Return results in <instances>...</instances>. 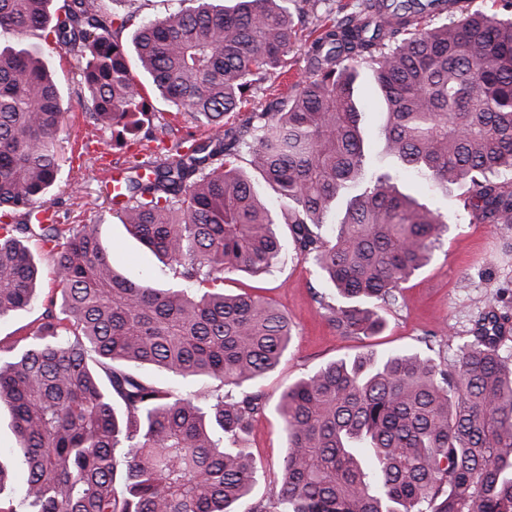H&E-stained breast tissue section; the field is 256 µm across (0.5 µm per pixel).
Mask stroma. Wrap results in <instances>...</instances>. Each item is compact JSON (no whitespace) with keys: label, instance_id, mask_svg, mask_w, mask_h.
<instances>
[{"label":"stroma","instance_id":"stroma-1","mask_svg":"<svg viewBox=\"0 0 512 512\" xmlns=\"http://www.w3.org/2000/svg\"><path fill=\"white\" fill-rule=\"evenodd\" d=\"M356 0H322L318 14L297 29V41L288 56L292 80L306 77L305 51L318 35L322 24L331 23L351 12ZM115 19L132 17V25L118 30L119 41H129L136 26L171 11L176 0H102ZM43 49L54 65L55 79L63 97L64 120L58 134L61 168L56 185L45 205L61 224L93 227L112 255L114 266L127 278L160 288L174 287L181 278L174 267L165 264L132 237L112 210L105 180L113 167H127L132 161L148 160L155 153L175 154L181 142L218 136V128L196 123L186 112H176L160 99H153L155 116L138 136L123 147L112 145V133L95 134L108 152L83 150L91 135L86 113L90 101L84 92L83 63L74 54L47 41ZM356 94L361 105L360 127L364 149L371 166L393 171L396 160L386 150L383 133V105L369 69H362ZM82 150L80 161H71L74 150ZM406 192L419 198H432L435 207L451 217L449 232L430 263L405 285L397 305L383 309L385 328L369 338L339 335L327 321L324 303L333 297L315 268L287 251L272 272L252 275L237 272L226 275L223 288L228 294L258 295L279 308L294 325L293 341L279 364L258 384L268 401L249 435L248 446L260 479L249 497L238 506L239 512H252L254 506L270 496L276 486L279 464L286 451V438L275 406L285 388L323 365L369 351L382 353L412 349L443 356L447 363L456 360V345L470 331L474 320L489 308L512 313V226L470 223L463 209L462 188L448 196L430 197L428 187L407 177ZM28 245L40 263L41 281L30 306L0 318V357L20 355L28 341L26 334L37 323L53 294V264L41 242L29 239Z\"/></svg>","mask_w":512,"mask_h":512}]
</instances>
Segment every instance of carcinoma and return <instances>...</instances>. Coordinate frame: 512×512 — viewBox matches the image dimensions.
<instances>
[{
	"mask_svg": "<svg viewBox=\"0 0 512 512\" xmlns=\"http://www.w3.org/2000/svg\"><path fill=\"white\" fill-rule=\"evenodd\" d=\"M51 2L0 0V33L52 38L84 61L95 129L134 135L153 112L132 52L168 105L224 133L126 168L121 223L188 286L128 280L93 228L28 223L57 181L62 97L38 45L0 46V317L34 296L25 238L47 247L61 298L28 348L0 359L24 475V510L0 499V512H237L257 482L246 438L266 403L255 386L292 326L262 297L192 285L269 271L285 224L336 295L328 320L370 336L448 231L399 174L444 195L464 186L471 222L511 225L512 0H498L499 16L454 17L443 0H358L309 45L304 80L228 128L319 0H178L128 46L100 0H63L55 16ZM365 66L394 174L366 160L354 99ZM471 333L451 369L417 351L371 352L288 386L275 408L287 441L278 487L252 512H512V316L492 308ZM143 365L224 392L160 387Z\"/></svg>",
	"mask_w": 512,
	"mask_h": 512,
	"instance_id": "cac0c4a2",
	"label": "carcinoma"
}]
</instances>
